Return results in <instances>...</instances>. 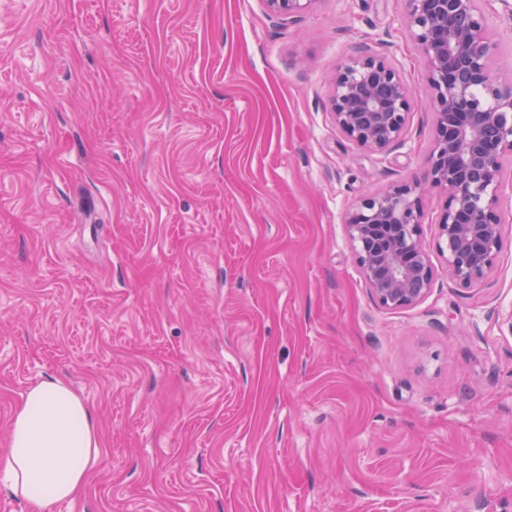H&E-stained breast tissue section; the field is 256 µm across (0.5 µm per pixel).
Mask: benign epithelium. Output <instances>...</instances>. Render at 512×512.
Returning a JSON list of instances; mask_svg holds the SVG:
<instances>
[{
    "mask_svg": "<svg viewBox=\"0 0 512 512\" xmlns=\"http://www.w3.org/2000/svg\"><path fill=\"white\" fill-rule=\"evenodd\" d=\"M276 18L297 19L316 0H264ZM402 21L421 54L435 114V139L422 179L362 195L345 217L360 274L387 310L412 307L429 294L434 271L422 243L424 198L446 193L437 249L462 288L486 280L503 244L502 159L512 154V80L493 73L498 42L479 0H401ZM413 91L369 46L334 76L328 108L357 147L396 144Z\"/></svg>",
    "mask_w": 512,
    "mask_h": 512,
    "instance_id": "1",
    "label": "benign epithelium"
}]
</instances>
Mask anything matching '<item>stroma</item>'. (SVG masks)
I'll list each match as a JSON object with an SVG mask.
<instances>
[{
    "label": "stroma",
    "mask_w": 512,
    "mask_h": 512,
    "mask_svg": "<svg viewBox=\"0 0 512 512\" xmlns=\"http://www.w3.org/2000/svg\"><path fill=\"white\" fill-rule=\"evenodd\" d=\"M512 79V26L482 0ZM400 0H0V452L67 380L100 456L48 512H512V155L503 245L465 289L424 203L427 297L387 310L344 218L421 176L434 114ZM377 45L397 146L328 109ZM264 2L272 16L295 21L308 11L316 0H264Z\"/></svg>",
    "instance_id": "35a3bbf8"
}]
</instances>
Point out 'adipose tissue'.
<instances>
[{"instance_id":"adipose-tissue-1","label":"adipose tissue","mask_w":512,"mask_h":512,"mask_svg":"<svg viewBox=\"0 0 512 512\" xmlns=\"http://www.w3.org/2000/svg\"><path fill=\"white\" fill-rule=\"evenodd\" d=\"M99 454V431L82 397L61 379L44 380L11 418L0 481L30 512H45L79 493Z\"/></svg>"}]
</instances>
